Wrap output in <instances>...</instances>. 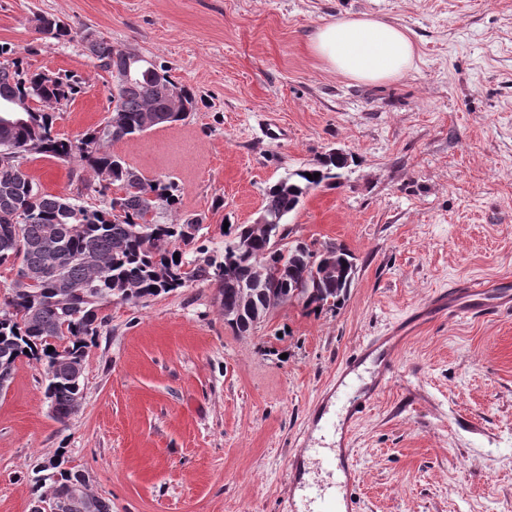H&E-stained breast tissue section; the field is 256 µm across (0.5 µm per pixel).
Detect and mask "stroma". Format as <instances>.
<instances>
[{
	"label": "stroma",
	"instance_id": "35a3bbf8",
	"mask_svg": "<svg viewBox=\"0 0 512 512\" xmlns=\"http://www.w3.org/2000/svg\"><path fill=\"white\" fill-rule=\"evenodd\" d=\"M38 14L73 40H42ZM360 14L407 29L413 69L382 84L328 69L314 32ZM90 36L195 91L185 120L111 150L175 180L181 205L164 220L203 216L209 249L224 224L253 223L288 172L352 154L288 224L348 247L355 280L339 309L288 304L243 334L210 281L112 303L64 425L38 370L18 363L0 394V512H30L32 469L60 448L112 512H297L290 466L323 390L405 319L396 377L352 429L354 512H512V310L414 318L460 279L512 275V0H0V47L81 82L55 123L70 138L104 118L112 91ZM23 169L48 192L74 190L67 164Z\"/></svg>",
	"mask_w": 512,
	"mask_h": 512
}]
</instances>
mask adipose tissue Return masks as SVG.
I'll return each mask as SVG.
<instances>
[{
    "label": "adipose tissue",
    "instance_id": "obj_1",
    "mask_svg": "<svg viewBox=\"0 0 512 512\" xmlns=\"http://www.w3.org/2000/svg\"><path fill=\"white\" fill-rule=\"evenodd\" d=\"M311 45L331 71L365 84L396 80L415 65V47L405 29L367 14L319 27Z\"/></svg>",
    "mask_w": 512,
    "mask_h": 512
}]
</instances>
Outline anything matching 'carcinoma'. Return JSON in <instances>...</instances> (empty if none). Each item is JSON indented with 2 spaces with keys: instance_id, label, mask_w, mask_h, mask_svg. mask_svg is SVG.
Instances as JSON below:
<instances>
[{
  "instance_id": "obj_1",
  "label": "carcinoma",
  "mask_w": 512,
  "mask_h": 512,
  "mask_svg": "<svg viewBox=\"0 0 512 512\" xmlns=\"http://www.w3.org/2000/svg\"><path fill=\"white\" fill-rule=\"evenodd\" d=\"M42 20L39 34L57 43L71 38L68 25L46 15ZM87 49L105 73L128 65L129 56L107 38L87 40ZM136 69L133 84L111 92L116 124L90 127L70 139L54 132L55 112L75 99L81 82L29 74L18 59L0 63V104L27 98L39 103L23 124L0 123V266L37 274L35 284L10 288L0 302V393L9 388L19 362L40 366L51 418L62 425L80 409L84 390L83 379L63 363H85L112 302L137 305L192 282L213 281L224 324L243 333L255 310L268 316L293 301L312 312L339 306L355 274L353 254L341 244L318 248L297 239L287 249L277 248L267 225L240 224L227 229L223 251L211 255L196 245L198 237L185 234L190 225L203 224V217L160 222L181 204L178 185L167 177L145 178L109 144L185 119L197 99L184 86V111L171 112L160 90V81L170 80L168 69L146 59ZM37 155L71 165L77 194L49 193L30 178L22 165ZM342 169L326 153L319 164L297 168L266 189L263 210L277 220L282 238L293 232L286 217L301 198L332 184ZM309 173L319 177L310 180ZM85 190L97 193L98 201L81 200ZM243 235L251 238L252 251L239 259L234 243ZM178 242L179 251L172 248ZM33 474L34 500L42 503L56 500L79 476L59 452L39 461ZM68 512H112V502L88 484L70 499Z\"/></svg>"
}]
</instances>
